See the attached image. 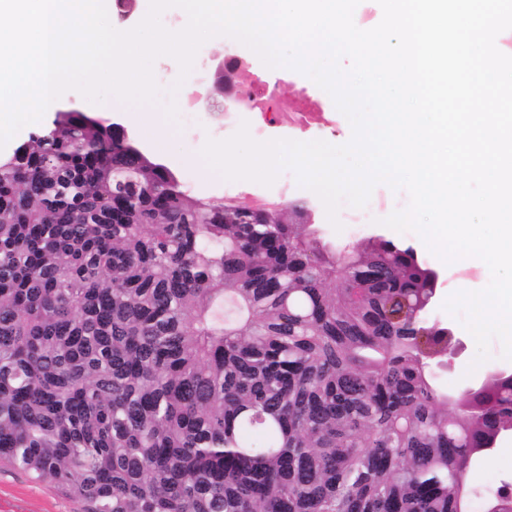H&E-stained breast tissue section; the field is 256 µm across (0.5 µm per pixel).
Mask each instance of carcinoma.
<instances>
[{
    "label": "carcinoma",
    "instance_id": "carcinoma-1",
    "mask_svg": "<svg viewBox=\"0 0 512 512\" xmlns=\"http://www.w3.org/2000/svg\"><path fill=\"white\" fill-rule=\"evenodd\" d=\"M303 208L248 224L80 110L0 155V463L82 512H466L512 373L440 389L432 269Z\"/></svg>",
    "mask_w": 512,
    "mask_h": 512
}]
</instances>
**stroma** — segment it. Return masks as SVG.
Returning a JSON list of instances; mask_svg holds the SVG:
<instances>
[{
	"label": "stroma",
	"mask_w": 512,
	"mask_h": 512,
	"mask_svg": "<svg viewBox=\"0 0 512 512\" xmlns=\"http://www.w3.org/2000/svg\"><path fill=\"white\" fill-rule=\"evenodd\" d=\"M305 91L321 105L316 113V120L334 122L337 134L331 142L341 145L352 137L351 126L346 117L336 108L330 96L319 88L309 77L301 72H290L287 78H275L272 97L269 101L273 109H281L290 104L298 91ZM131 107H119L116 116L131 132L136 133V143L148 156L158 157L179 180L184 189L199 195L218 200H249L251 193H269L286 200H302L308 202L313 212L312 224L322 245L329 249L349 250L361 244L367 238L381 235L388 239H398L413 245L419 244L420 237L414 232L398 233L382 225L385 211H378L376 218L364 217L362 210L342 205L338 218L341 229H334L328 221L321 200L309 189L303 187L294 170L282 169L272 186L252 183L250 190H243L239 182L216 180L205 176L196 161V156L212 131L207 118L187 121L185 116H177L171 127L176 132V139L170 149L162 154L156 153L144 136L139 135L138 125L131 119ZM430 266L438 273L439 279L436 295L430 304V315L449 327L455 339L464 344V350L452 368H440L436 371L437 382L447 391L458 390L464 376V368H472L473 380H481L485 374L493 370L512 372V360L502 356V344L492 340L489 346V357L483 363H476V342L466 329L465 312L449 313L444 308L446 299L455 288L466 284L474 288H484L490 280V271L486 264L472 262L467 265L444 263L439 259H430ZM81 505L77 501L61 494L53 486L33 481L26 473L0 466V512H80Z\"/></svg>",
	"instance_id": "stroma-1"
}]
</instances>
